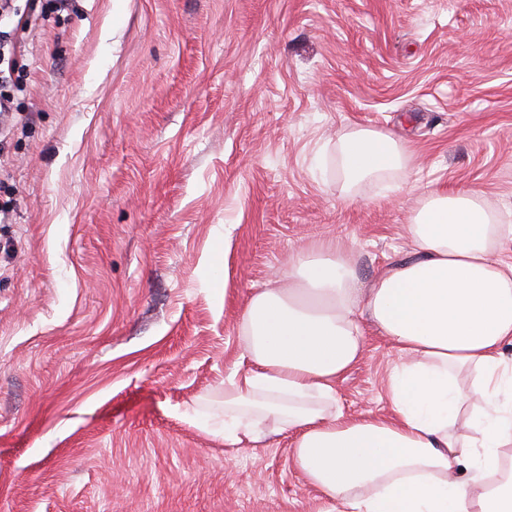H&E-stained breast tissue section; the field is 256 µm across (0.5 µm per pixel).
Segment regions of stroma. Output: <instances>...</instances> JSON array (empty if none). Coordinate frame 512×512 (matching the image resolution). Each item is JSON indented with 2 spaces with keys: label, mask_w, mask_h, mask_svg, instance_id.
I'll return each instance as SVG.
<instances>
[{
  "label": "stroma",
  "mask_w": 512,
  "mask_h": 512,
  "mask_svg": "<svg viewBox=\"0 0 512 512\" xmlns=\"http://www.w3.org/2000/svg\"><path fill=\"white\" fill-rule=\"evenodd\" d=\"M37 21L0 152V512H323L292 437L229 446L216 395L246 302L332 239L369 282L434 189L512 224V0H16ZM408 168L346 194L339 139ZM233 225L223 242L225 225ZM336 389L390 411L369 321Z\"/></svg>",
  "instance_id": "1"
}]
</instances>
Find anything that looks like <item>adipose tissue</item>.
<instances>
[{
    "label": "adipose tissue",
    "instance_id": "1",
    "mask_svg": "<svg viewBox=\"0 0 512 512\" xmlns=\"http://www.w3.org/2000/svg\"><path fill=\"white\" fill-rule=\"evenodd\" d=\"M408 161L381 132L359 128L341 142L350 187ZM406 230L412 258L367 283L338 244H310L249 297L222 415H183L230 445L293 431L294 463L329 512H512V479L487 483L512 447V261L498 254L512 225L480 192L435 190ZM364 316L402 356L387 418H348L337 398L363 353ZM465 371L475 374L466 387Z\"/></svg>",
    "mask_w": 512,
    "mask_h": 512
}]
</instances>
